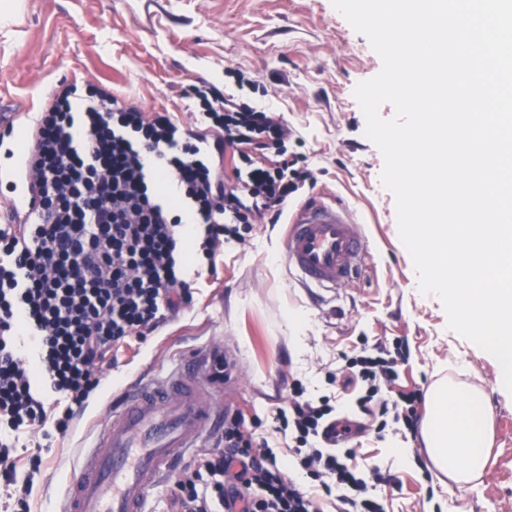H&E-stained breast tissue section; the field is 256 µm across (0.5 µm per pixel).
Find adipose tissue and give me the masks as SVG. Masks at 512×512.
I'll return each mask as SVG.
<instances>
[{
	"label": "adipose tissue",
	"instance_id": "obj_1",
	"mask_svg": "<svg viewBox=\"0 0 512 512\" xmlns=\"http://www.w3.org/2000/svg\"><path fill=\"white\" fill-rule=\"evenodd\" d=\"M488 418L481 391L451 380L433 386L421 434L434 466L449 479L465 482L482 470Z\"/></svg>",
	"mask_w": 512,
	"mask_h": 512
}]
</instances>
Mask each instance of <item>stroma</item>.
Instances as JSON below:
<instances>
[{
    "label": "stroma",
    "instance_id": "stroma-1",
    "mask_svg": "<svg viewBox=\"0 0 512 512\" xmlns=\"http://www.w3.org/2000/svg\"><path fill=\"white\" fill-rule=\"evenodd\" d=\"M10 14L0 26V113L34 119L62 80L110 86L146 110L165 109L190 122L193 86L207 82L224 95L282 113L298 136L288 147L312 180L295 204L328 196L346 204L369 241L357 282L312 296L285 266L284 225L254 224L245 244H227L215 276L197 284L192 302L149 336L117 352L107 374L111 392L94 393L86 431L57 439L45 453L29 512H55L72 475L82 439L95 436L109 396L136 377L174 374L183 352L229 364L218 388L222 410L257 423L279 456L288 439L275 431L293 380L309 393H338V408L365 426L353 438L356 465L390 471L377 485L387 512H512V394L496 383L495 362L447 327L437 296L422 295L412 259L400 240L393 194L380 181L383 157L366 137L356 85L382 62L369 41L332 0H0ZM256 80L240 89L234 72ZM401 345L396 389L430 390L454 379L484 391L492 441L485 469L455 483L431 463L420 434L403 424L368 431L354 401L363 389L342 356L360 343ZM340 384L330 387L327 370ZM405 448V456L395 447Z\"/></svg>",
    "mask_w": 512,
    "mask_h": 512
}]
</instances>
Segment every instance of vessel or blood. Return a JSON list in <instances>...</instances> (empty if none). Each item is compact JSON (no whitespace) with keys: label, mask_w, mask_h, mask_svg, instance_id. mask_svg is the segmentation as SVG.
Returning <instances> with one entry per match:
<instances>
[{"label":"vessel or blood","mask_w":512,"mask_h":512,"mask_svg":"<svg viewBox=\"0 0 512 512\" xmlns=\"http://www.w3.org/2000/svg\"><path fill=\"white\" fill-rule=\"evenodd\" d=\"M29 170L21 150L0 171L15 192L11 207L0 212L7 223H23L30 212L36 188ZM367 251L353 212L322 197L296 209L283 239L289 272L308 288L333 290L358 280ZM195 363L185 353L181 372L125 387L111 421L81 450L60 512H147L152 491L175 474L188 449L200 447L219 417L216 393L197 380Z\"/></svg>","instance_id":"vessel-or-blood-1"}]
</instances>
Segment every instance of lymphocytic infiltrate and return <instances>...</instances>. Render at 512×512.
Instances as JSON below:
<instances>
[{
	"instance_id": "1",
	"label": "lymphocytic infiltrate",
	"mask_w": 512,
	"mask_h": 512,
	"mask_svg": "<svg viewBox=\"0 0 512 512\" xmlns=\"http://www.w3.org/2000/svg\"><path fill=\"white\" fill-rule=\"evenodd\" d=\"M190 123L146 111L105 85H58L34 121L36 207L27 222L0 225V488L12 512H28L45 441L63 437L112 367V352L146 339L214 274L226 244L243 243L255 220L279 223L306 171L288 160L292 128L280 113L194 87ZM240 164L225 171L227 155ZM398 355L360 350L345 365L364 385L356 400L376 432L414 427L421 391L386 397ZM280 432L289 463L237 415L217 447L198 453L193 475L172 482L173 512H386L336 419L335 398L308 396L294 381ZM37 433L28 474H17L21 437ZM312 481L304 488L287 465Z\"/></svg>"
}]
</instances>
